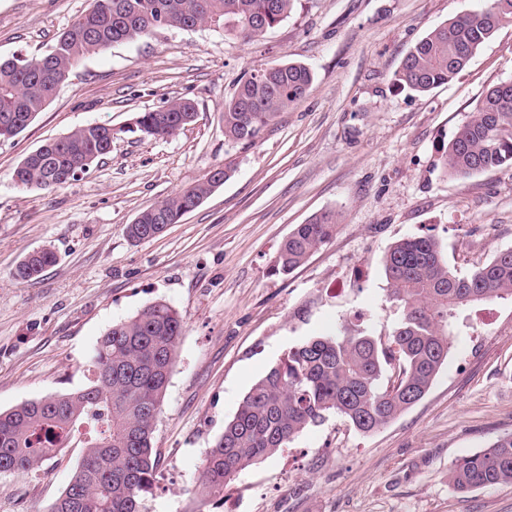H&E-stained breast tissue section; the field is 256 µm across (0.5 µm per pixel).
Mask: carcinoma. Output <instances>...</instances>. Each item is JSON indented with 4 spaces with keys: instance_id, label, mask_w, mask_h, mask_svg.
<instances>
[{
    "instance_id": "carcinoma-1",
    "label": "carcinoma",
    "mask_w": 512,
    "mask_h": 512,
    "mask_svg": "<svg viewBox=\"0 0 512 512\" xmlns=\"http://www.w3.org/2000/svg\"><path fill=\"white\" fill-rule=\"evenodd\" d=\"M294 0H92L45 53L0 58V139L27 129L53 100L83 58L112 45L150 37L164 29L213 27L244 39L264 35L288 17ZM512 24V0H488L485 8L431 30L404 56L392 83L427 93L450 83L503 25ZM312 82L304 65L261 69L241 81L224 104V139L254 141ZM196 113L189 99L140 113L137 129L154 138L175 135ZM112 127L88 124L26 155L13 178L26 188L53 190L87 173L109 153ZM452 176L512 167V82L492 85L476 112L439 149ZM230 170L144 209L125 227L132 242L153 239L186 210L201 204ZM333 210L298 224L281 243L275 271L286 275L336 234ZM56 261L49 247L26 254L14 277L30 280ZM389 298L400 311L388 337L343 326L336 336H312L290 348L244 396L235 416L207 452L199 471L201 505L223 498L224 487L327 415L343 417L363 434L387 425L420 401L448 359L459 321L471 306L512 299V249L497 253L465 275L453 272L431 234L402 239L384 257ZM183 318L154 301L112 326L89 361L90 383L81 390L43 397L0 412V473H28L86 428V449L68 486L48 512H143L159 465L153 446L158 416L175 364ZM449 483L462 493L512 484V433L458 458Z\"/></svg>"
}]
</instances>
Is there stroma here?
I'll return each instance as SVG.
<instances>
[{
	"label": "stroma",
	"instance_id": "obj_1",
	"mask_svg": "<svg viewBox=\"0 0 512 512\" xmlns=\"http://www.w3.org/2000/svg\"><path fill=\"white\" fill-rule=\"evenodd\" d=\"M91 0H0V57L39 54ZM485 0H295L247 41L202 27L168 29L82 59L17 137L0 140V412L84 388L98 340L163 300L183 334L154 434L159 470L147 512H193L201 463L250 387L308 337L342 322L388 333L383 259L432 233L458 273L512 248V168L444 176L438 149L487 89L512 81V25L449 84L425 94L392 76L429 31ZM300 63L312 84L253 143L228 142L224 103L255 70ZM188 98L195 122L167 138L134 131L138 113ZM113 127L112 150L78 180L18 186L31 151L87 124ZM218 165L232 174L158 237L131 244L137 214ZM340 214L333 239L283 275L281 242L313 214ZM56 262L29 281L33 250ZM427 394L362 434L330 415L257 461L207 512H512V484L457 492L461 456L512 432V299L470 310ZM83 448L34 472L0 474V512H46ZM55 261V252L50 247H42L38 251L26 254L19 261L14 271V277L18 280H30Z\"/></svg>",
	"mask_w": 512,
	"mask_h": 512
}]
</instances>
